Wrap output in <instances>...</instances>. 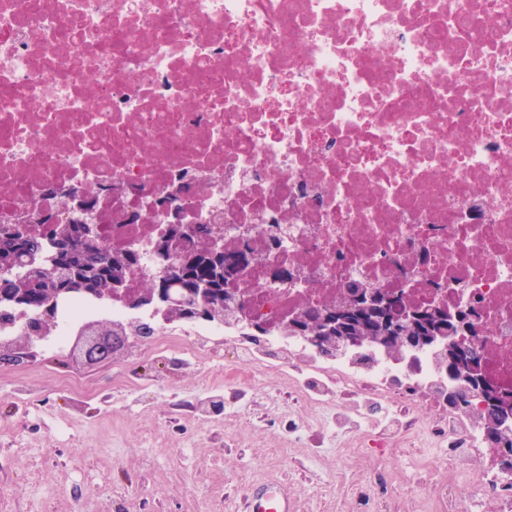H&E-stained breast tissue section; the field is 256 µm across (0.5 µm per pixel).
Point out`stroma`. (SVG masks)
Segmentation results:
<instances>
[{
    "instance_id": "obj_1",
    "label": "stroma",
    "mask_w": 512,
    "mask_h": 512,
    "mask_svg": "<svg viewBox=\"0 0 512 512\" xmlns=\"http://www.w3.org/2000/svg\"><path fill=\"white\" fill-rule=\"evenodd\" d=\"M219 357L178 346L88 365L44 352L22 370L0 369V512H241L256 485L288 488L296 512H419L411 489L434 443L377 448L371 432L346 445L327 409L296 407L287 371L269 368L246 391L226 386ZM222 413L202 420L205 392ZM381 467L387 492L358 502Z\"/></svg>"
}]
</instances>
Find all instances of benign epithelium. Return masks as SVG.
Returning <instances> with one entry per match:
<instances>
[{"instance_id": "7a95c632", "label": "benign epithelium", "mask_w": 512, "mask_h": 512, "mask_svg": "<svg viewBox=\"0 0 512 512\" xmlns=\"http://www.w3.org/2000/svg\"><path fill=\"white\" fill-rule=\"evenodd\" d=\"M56 253L67 252V261L85 276L93 277L98 257L107 252L102 240L93 232L83 237V247L69 249L71 226L56 225ZM215 261L216 280H224V292L207 282L185 284L187 274L201 253ZM155 261L170 287L155 288L149 281L141 294L129 299L133 305L152 303L173 311L192 313L203 305L211 313L224 312V298H232L231 314L237 320L251 322L249 307L241 303L229 288L233 281L248 280L253 257L244 245L238 249L224 242V237L204 235L195 224H177L159 236L155 243ZM18 262L9 241L0 239V277L19 286L14 298L25 293L28 278L40 272L39 255L27 257L28 269L17 272ZM283 328L304 338L321 353L341 344L345 350L363 345L385 348L394 344L408 351L439 347L446 358L448 400L485 414L483 447L491 450L498 470L512 475V393L492 386L483 373L479 342L482 331L479 313L474 309L457 311L446 317L434 306L401 305L398 296L364 288L348 294L344 304L333 308L314 306L288 320ZM45 336H25L17 344L0 345V367L25 366L39 355ZM123 337L97 324L89 326L83 336L74 338L73 348L90 363H105L119 350Z\"/></svg>"}]
</instances>
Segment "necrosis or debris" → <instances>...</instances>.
Instances as JSON below:
<instances>
[{
    "mask_svg": "<svg viewBox=\"0 0 512 512\" xmlns=\"http://www.w3.org/2000/svg\"><path fill=\"white\" fill-rule=\"evenodd\" d=\"M20 217L44 236L89 219L110 247L137 249L133 293L164 225L210 224L229 241L249 227L250 246L297 277L253 267L244 297L266 335L73 295L44 350L99 320L129 356L147 325L157 353L221 340L236 354L228 386L303 367L296 391L379 447L411 428L394 401L426 396L440 465L472 489L465 502L433 484L435 505L512 512V480L472 467L478 424L445 410L434 354L416 370L382 354L366 364L283 328L355 281L470 306L488 381L512 389V0H0V222Z\"/></svg>",
    "mask_w": 512,
    "mask_h": 512,
    "instance_id": "4bbe7bcc",
    "label": "necrosis or debris"
}]
</instances>
